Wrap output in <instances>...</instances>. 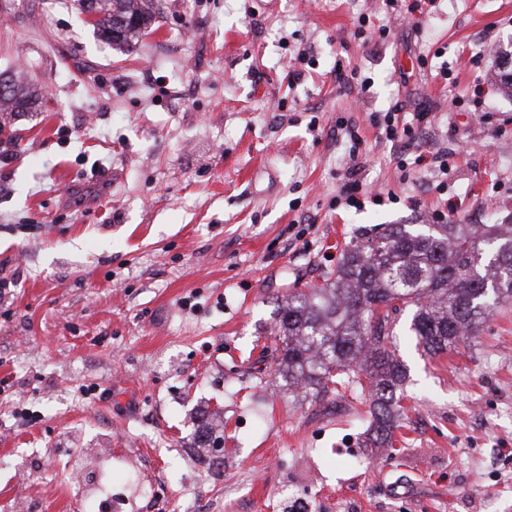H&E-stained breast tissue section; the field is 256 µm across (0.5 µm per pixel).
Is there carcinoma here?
Segmentation results:
<instances>
[{
  "label": "carcinoma",
  "instance_id": "cac0c4a2",
  "mask_svg": "<svg viewBox=\"0 0 512 512\" xmlns=\"http://www.w3.org/2000/svg\"><path fill=\"white\" fill-rule=\"evenodd\" d=\"M93 10L98 36L128 49L152 28L156 0H75ZM35 81L0 73V112H27ZM347 244L323 285L285 296L276 315L277 376L291 393L317 399L366 391L372 444L393 446L403 411L405 364L396 355L399 314L436 356L478 336L512 302V224H384Z\"/></svg>",
  "mask_w": 512,
  "mask_h": 512
}]
</instances>
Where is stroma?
Here are the masks:
<instances>
[{"mask_svg":"<svg viewBox=\"0 0 512 512\" xmlns=\"http://www.w3.org/2000/svg\"><path fill=\"white\" fill-rule=\"evenodd\" d=\"M405 11L162 0L118 51L73 0H0V71L44 92L0 122V512H84L91 476L123 512H290L294 488L312 512H512V305L436 357L398 337L390 448L365 444L368 394L273 381L277 298L322 285L362 229L512 224L492 52L512 0ZM362 16L387 39H355ZM340 63L372 87L337 82ZM394 105L410 147L373 123ZM441 154L442 177L417 161ZM352 167L355 208L336 201ZM204 412L224 424L215 474L189 447Z\"/></svg>","mask_w":512,"mask_h":512,"instance_id":"stroma-1","label":"stroma"}]
</instances>
